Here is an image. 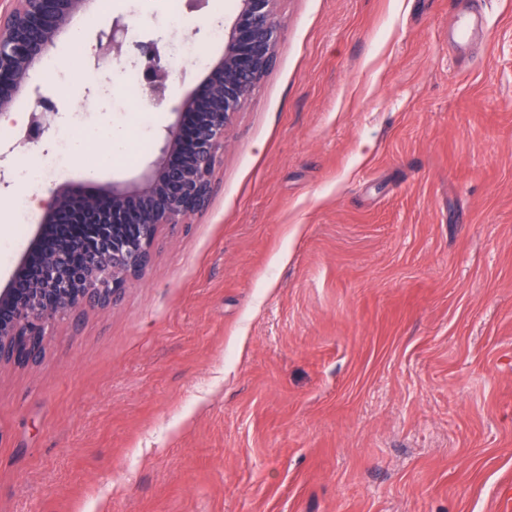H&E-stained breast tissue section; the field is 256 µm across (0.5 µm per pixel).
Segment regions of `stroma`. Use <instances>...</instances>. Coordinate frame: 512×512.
Instances as JSON below:
<instances>
[{
	"mask_svg": "<svg viewBox=\"0 0 512 512\" xmlns=\"http://www.w3.org/2000/svg\"><path fill=\"white\" fill-rule=\"evenodd\" d=\"M278 0L272 68L235 116L209 207L162 229L112 310L56 319L0 366V512H494L512 476V0ZM238 0H110L201 62L164 102L62 40L32 75L56 132L131 152L224 51Z\"/></svg>",
	"mask_w": 512,
	"mask_h": 512,
	"instance_id": "35a3bbf8",
	"label": "stroma"
}]
</instances>
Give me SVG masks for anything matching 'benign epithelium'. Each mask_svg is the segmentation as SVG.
Returning <instances> with one entry per match:
<instances>
[{
	"label": "benign epithelium",
	"mask_w": 512,
	"mask_h": 512,
	"mask_svg": "<svg viewBox=\"0 0 512 512\" xmlns=\"http://www.w3.org/2000/svg\"><path fill=\"white\" fill-rule=\"evenodd\" d=\"M0 120L17 96L35 108L22 143L45 139L56 103L29 84L30 73L69 33L72 19L92 0H0ZM277 0H240L224 26V55L177 105L164 146L143 177L131 184L79 192L51 191L38 229L9 282L0 288V363L31 364L41 356L57 317L107 310L152 260L158 231L189 224L210 203L212 173L232 119L270 70L279 38ZM128 23L112 19L97 39V59L118 60L134 49L142 83L154 100L166 98L168 69L159 39L128 41ZM58 242L50 250V237Z\"/></svg>",
	"instance_id": "obj_1"
}]
</instances>
